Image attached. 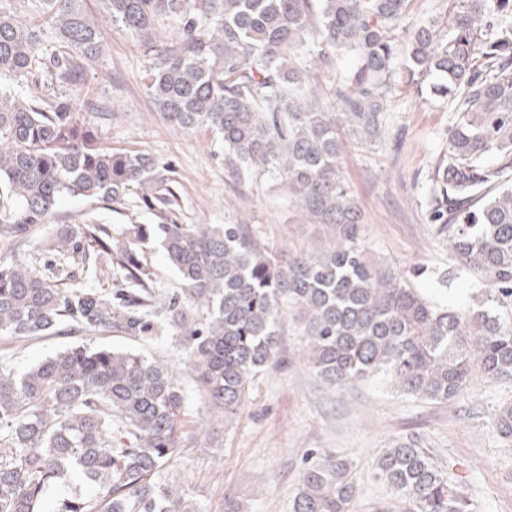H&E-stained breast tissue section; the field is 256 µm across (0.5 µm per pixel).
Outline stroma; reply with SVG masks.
Wrapping results in <instances>:
<instances>
[{
    "mask_svg": "<svg viewBox=\"0 0 512 512\" xmlns=\"http://www.w3.org/2000/svg\"><path fill=\"white\" fill-rule=\"evenodd\" d=\"M85 8L105 41L103 55L88 68V95L113 111L92 125L114 149L137 150L169 165L178 192L176 223L243 221L269 250L317 249L321 227L302 223L278 180L268 174L231 177L224 147L210 131H180L161 119L144 87L148 63L142 48L113 27L98 0H85ZM450 124L445 103L395 77L380 142L349 146L342 164L364 213L370 256L408 274L412 287L435 306L460 308L472 304L481 288L469 276L446 280L448 241L428 223L424 205L428 176L447 146ZM89 215L117 230L156 221L133 197L116 212L65 196L37 235L48 236L58 224L83 223ZM91 341L166 358L180 379L188 377L169 336L136 341L102 332ZM61 343L58 337L0 338V360L22 370ZM305 345L299 324L285 317L274 363L254 377L240 414L224 425L206 427L207 406L190 392L182 416L188 441L167 462L163 483L177 487L202 512H224L230 496L242 512H291L306 464L338 454L354 467L351 512H403L394 491L375 479L373 464L383 448L414 435L477 512H512V448L503 447L493 425L497 410L512 401V382L477 375L463 395L448 402L421 400L373 382L341 390L305 363Z\"/></svg>",
    "mask_w": 512,
    "mask_h": 512,
    "instance_id": "stroma-1",
    "label": "stroma"
}]
</instances>
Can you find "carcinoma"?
Here are the masks:
<instances>
[{
	"label": "carcinoma",
	"mask_w": 512,
	"mask_h": 512,
	"mask_svg": "<svg viewBox=\"0 0 512 512\" xmlns=\"http://www.w3.org/2000/svg\"><path fill=\"white\" fill-rule=\"evenodd\" d=\"M98 2L143 48L163 119L218 136L233 174L277 176L324 238L314 253L276 254L243 222L167 221L169 167L113 149L83 116L87 67L104 52L84 0H0V75L21 88H0V241H32L64 195L118 210L133 194L159 219L116 235L93 219L56 225L43 246L62 262L48 276L0 259V335L75 338L24 370L0 363V512H199L160 482L185 447L186 388L165 360L81 340L100 330L175 336L214 425L239 413L273 361L287 309L310 368L339 388L375 380L443 402L475 370L512 382V0H458L445 24L412 29L408 0ZM340 52L357 65L336 109L307 96L301 59L328 65ZM397 71L453 112L428 221L448 237V276L484 288L474 307L437 308L368 255L341 158L347 137L376 142ZM150 243L180 279L171 294L141 258ZM494 427L511 448L512 403ZM374 475L404 512H475L414 437L383 449ZM355 493L352 464L329 456L303 469L292 512H350Z\"/></svg>",
	"instance_id": "cac0c4a2"
}]
</instances>
